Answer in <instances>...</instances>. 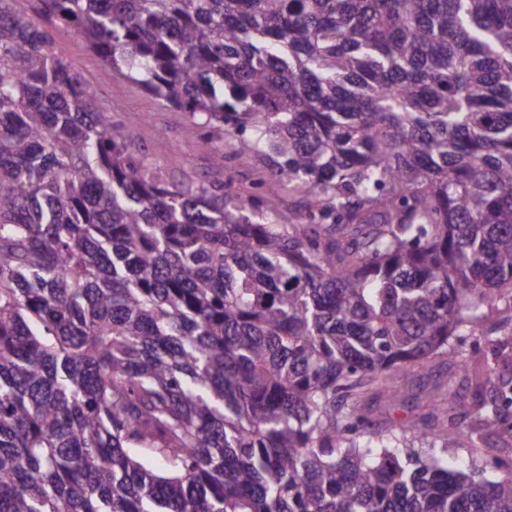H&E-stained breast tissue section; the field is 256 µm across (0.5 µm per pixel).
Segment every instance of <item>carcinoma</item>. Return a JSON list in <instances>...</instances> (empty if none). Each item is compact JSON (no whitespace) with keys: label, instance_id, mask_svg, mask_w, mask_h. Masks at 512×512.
Segmentation results:
<instances>
[{"label":"carcinoma","instance_id":"1","mask_svg":"<svg viewBox=\"0 0 512 512\" xmlns=\"http://www.w3.org/2000/svg\"><path fill=\"white\" fill-rule=\"evenodd\" d=\"M0 0V512H512L359 413L512 295V0H40L306 210L173 180ZM478 413L508 426L512 378Z\"/></svg>","mask_w":512,"mask_h":512}]
</instances>
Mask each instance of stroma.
Wrapping results in <instances>:
<instances>
[{
    "instance_id": "1",
    "label": "stroma",
    "mask_w": 512,
    "mask_h": 512,
    "mask_svg": "<svg viewBox=\"0 0 512 512\" xmlns=\"http://www.w3.org/2000/svg\"><path fill=\"white\" fill-rule=\"evenodd\" d=\"M51 34L56 54L93 92L101 111L111 113L115 127L135 131L138 152L164 173L223 187L225 195L240 201L259 196L262 207L272 215L285 216L304 207L303 196L289 191L287 184L273 175L267 160L243 149L238 137L215 139L189 133L185 113L162 105L124 78L107 77L102 59L73 29L55 28ZM219 148L224 151L220 164L215 161ZM511 306L508 295L482 305L478 325L463 327L453 337L455 347L469 358L468 375L450 377L447 355H434L414 371L400 407L383 399L373 402L376 417L383 420L414 414L432 391L471 403L493 399L492 386H480L479 381L491 365L499 366L503 377L512 376V323L501 321L502 309ZM466 425L467 436H449L436 444V455L447 458L449 467L490 479L501 467L512 464V431L485 429L473 417Z\"/></svg>"
}]
</instances>
